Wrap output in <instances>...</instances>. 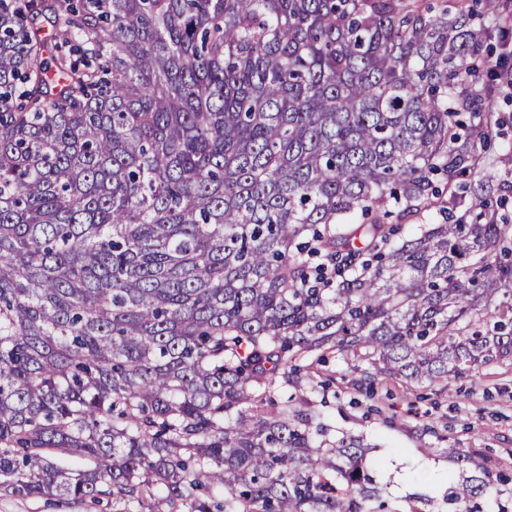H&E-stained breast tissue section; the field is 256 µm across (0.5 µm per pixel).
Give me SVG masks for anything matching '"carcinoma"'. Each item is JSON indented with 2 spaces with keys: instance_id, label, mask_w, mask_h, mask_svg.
I'll return each instance as SVG.
<instances>
[{
  "instance_id": "carcinoma-1",
  "label": "carcinoma",
  "mask_w": 512,
  "mask_h": 512,
  "mask_svg": "<svg viewBox=\"0 0 512 512\" xmlns=\"http://www.w3.org/2000/svg\"><path fill=\"white\" fill-rule=\"evenodd\" d=\"M495 9L0 0V484L404 512L292 362L445 391L512 359V224L483 196L423 221L491 181ZM453 462L409 512L512 509L478 451Z\"/></svg>"
}]
</instances>
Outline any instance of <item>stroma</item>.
I'll return each mask as SVG.
<instances>
[{
    "label": "stroma",
    "instance_id": "35a3bbf8",
    "mask_svg": "<svg viewBox=\"0 0 512 512\" xmlns=\"http://www.w3.org/2000/svg\"><path fill=\"white\" fill-rule=\"evenodd\" d=\"M319 371L332 380L321 411L337 428L371 444L369 458L381 464L377 479L401 506L424 491L416 480L418 471L431 474L437 490L446 489L452 448L479 450L493 471L512 476V361L492 363L449 381L443 393L400 378L377 382L369 395L354 385L353 373L334 357ZM119 510L106 498H23L0 487V512Z\"/></svg>",
    "mask_w": 512,
    "mask_h": 512
}]
</instances>
